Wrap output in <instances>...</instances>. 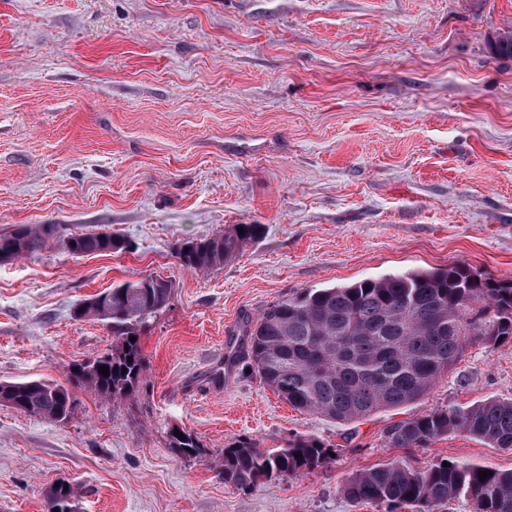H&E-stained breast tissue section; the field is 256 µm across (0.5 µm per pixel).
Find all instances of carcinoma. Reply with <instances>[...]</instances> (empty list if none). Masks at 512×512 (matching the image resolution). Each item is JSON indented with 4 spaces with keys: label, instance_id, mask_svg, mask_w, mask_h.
Listing matches in <instances>:
<instances>
[{
    "label": "carcinoma",
    "instance_id": "1",
    "mask_svg": "<svg viewBox=\"0 0 512 512\" xmlns=\"http://www.w3.org/2000/svg\"><path fill=\"white\" fill-rule=\"evenodd\" d=\"M491 52L512 58V34L496 39ZM22 231L20 257L41 247L56 227L26 225ZM259 231L258 224H237L224 234L186 241L176 257L191 271L207 272L223 266ZM111 240L109 233L72 234L66 248L74 255L103 254ZM171 293L156 276L113 288L109 309L89 307L78 314L80 319L106 322L114 336L112 346L79 369L71 366L67 387L40 380L0 382V405L60 423L75 405L73 387L104 400L135 397L146 371L141 331L168 307ZM244 335L251 367L281 400L299 411L352 423L424 397L472 342L512 340V279L485 277L463 264H450L305 288L257 317H246ZM101 366L109 367V375L99 373ZM458 431L491 448L512 451V400L438 407L393 425L387 445L425 447ZM181 433L182 439L170 435L175 453L183 458L201 455L196 436L184 429ZM331 461L332 450L324 443L298 437L271 451L249 442L232 444L221 452L217 470L224 482L243 487L307 473ZM484 470L483 465L455 460L448 467L438 462L424 471L386 463L353 473L344 493L382 512L404 506L440 512L461 495L473 502L474 512H512V470L494 469L482 481L479 472ZM77 498L74 485L62 480L48 491V512H65Z\"/></svg>",
    "mask_w": 512,
    "mask_h": 512
}]
</instances>
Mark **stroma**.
<instances>
[{"mask_svg":"<svg viewBox=\"0 0 512 512\" xmlns=\"http://www.w3.org/2000/svg\"><path fill=\"white\" fill-rule=\"evenodd\" d=\"M512 0H0V234L54 224L0 263V382L65 383L112 343L78 304L159 276L172 300L142 336L139 393L75 390L55 423L0 406V512H46L65 479L80 512H376L354 472L444 459L512 468L453 433L391 448L398 421L512 400V343L476 342L425 397L339 424L293 409L228 362L243 317L304 288L459 262L512 279ZM237 224L262 231L200 274L175 255ZM129 248L76 257L72 234ZM205 452L178 457L173 429ZM310 436L329 466L252 487L220 450ZM19 228L23 231V240L20 244L18 256L16 246L4 248L0 251V262L30 255L41 247L47 236L54 234L56 231V227L53 224L26 225Z\"/></svg>","mask_w":512,"mask_h":512,"instance_id":"obj_1","label":"stroma"}]
</instances>
